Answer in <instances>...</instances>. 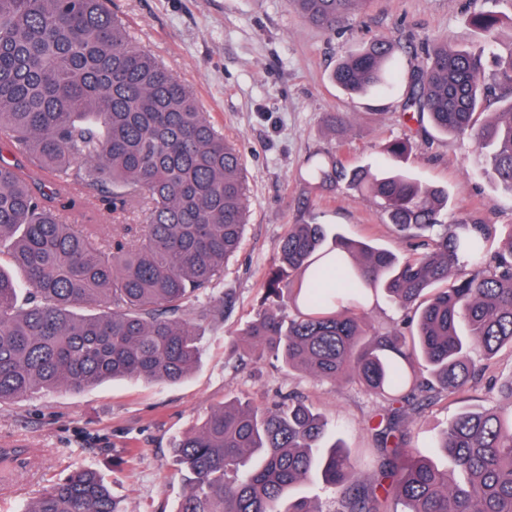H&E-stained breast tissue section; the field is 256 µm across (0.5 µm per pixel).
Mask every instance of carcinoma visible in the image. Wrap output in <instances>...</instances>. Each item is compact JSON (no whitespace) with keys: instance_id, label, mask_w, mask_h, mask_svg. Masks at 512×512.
<instances>
[{"instance_id":"carcinoma-1","label":"carcinoma","mask_w":512,"mask_h":512,"mask_svg":"<svg viewBox=\"0 0 512 512\" xmlns=\"http://www.w3.org/2000/svg\"><path fill=\"white\" fill-rule=\"evenodd\" d=\"M365 3L289 0L327 31ZM470 25L478 39L467 49L446 36L427 45L406 75V106L470 139L490 181L512 193V54L486 73L500 19L477 11ZM396 48L374 38L332 78L349 95L374 90ZM497 102L507 106L487 111ZM410 151L391 140L381 160L355 166L324 152L308 175L369 194L389 223L427 242L398 256L324 224H290L255 316L225 337L231 358L245 344L256 361L383 398L373 479L340 443L324 445L327 423L303 400L233 399L173 443L187 473L178 512H319L302 498L282 508L313 475L339 493L336 512H512V380L488 386L507 405L464 409L436 438L451 468L404 448L407 409L470 388L486 371L478 360L512 348V227L493 252L495 225L442 223L448 190L397 166ZM247 191L240 152L187 85L131 44L106 0H0V254L29 284L21 303L0 267V403L108 378H185L200 355L194 317L224 316L211 303L248 224ZM379 292L408 325H367ZM22 512L119 509L85 467Z\"/></svg>"}]
</instances>
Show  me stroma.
<instances>
[{
    "mask_svg": "<svg viewBox=\"0 0 512 512\" xmlns=\"http://www.w3.org/2000/svg\"><path fill=\"white\" fill-rule=\"evenodd\" d=\"M109 7L126 21L137 46L190 86L242 153L249 221L223 283L233 307L221 321H203L200 359L180 382L115 380L0 403V448L28 451L0 478V512H19L52 481L87 466L110 482L121 512H177L184 482L174 440L212 405L235 398L271 407L299 396L325 417L330 440L340 441L372 477L366 455L376 445L372 427L386 407L381 398L353 381H321L273 360L239 364L228 359L224 338L257 309L288 225L313 219L397 254L409 246L371 198L343 185L311 184L308 160L316 153L365 163L382 144L410 139L406 170L450 194L443 223L474 216L499 231L512 226V193L484 178L468 140L410 119L406 83L352 97L331 78L342 56L379 35L398 42L393 66L403 72L421 61L437 35L471 45L476 34L469 18L479 8L502 19L498 40L502 51L512 50V0H371L333 32L310 25L287 0H109ZM331 112L352 114L351 128L332 134L325 124ZM511 378L512 350L505 348L483 382L404 417L407 447L447 468L436 437L462 408L493 406L487 381Z\"/></svg>",
    "mask_w": 512,
    "mask_h": 512,
    "instance_id": "1",
    "label": "stroma"
}]
</instances>
